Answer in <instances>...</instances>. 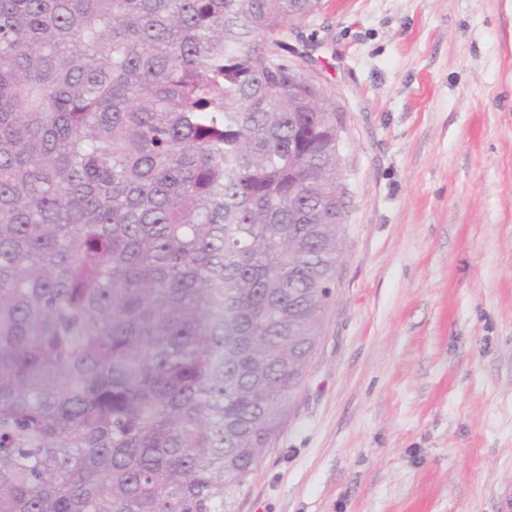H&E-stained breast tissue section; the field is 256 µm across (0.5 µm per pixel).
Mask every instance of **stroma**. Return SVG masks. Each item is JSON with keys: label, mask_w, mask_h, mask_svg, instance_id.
Here are the masks:
<instances>
[{"label": "stroma", "mask_w": 512, "mask_h": 512, "mask_svg": "<svg viewBox=\"0 0 512 512\" xmlns=\"http://www.w3.org/2000/svg\"><path fill=\"white\" fill-rule=\"evenodd\" d=\"M341 120L342 254L233 512H512V0H321L283 36Z\"/></svg>", "instance_id": "obj_1"}]
</instances>
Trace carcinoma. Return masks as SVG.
<instances>
[{
    "label": "carcinoma",
    "instance_id": "obj_1",
    "mask_svg": "<svg viewBox=\"0 0 512 512\" xmlns=\"http://www.w3.org/2000/svg\"><path fill=\"white\" fill-rule=\"evenodd\" d=\"M321 0H0V512H231L341 254Z\"/></svg>",
    "mask_w": 512,
    "mask_h": 512
}]
</instances>
